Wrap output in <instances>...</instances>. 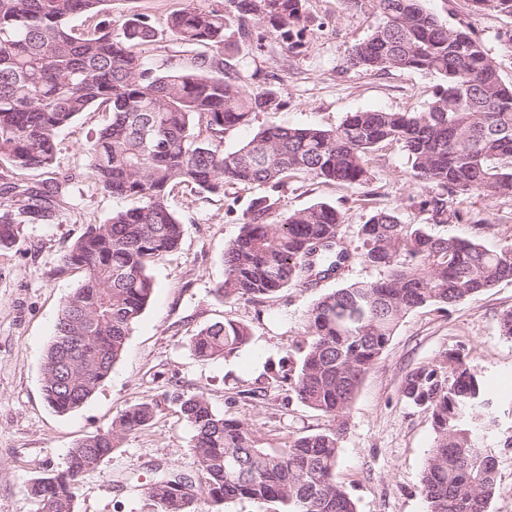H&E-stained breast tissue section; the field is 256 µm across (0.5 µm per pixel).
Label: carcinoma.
Returning a JSON list of instances; mask_svg holds the SVG:
<instances>
[{"instance_id": "obj_1", "label": "carcinoma", "mask_w": 512, "mask_h": 512, "mask_svg": "<svg viewBox=\"0 0 512 512\" xmlns=\"http://www.w3.org/2000/svg\"><path fill=\"white\" fill-rule=\"evenodd\" d=\"M108 2L0 0V161L14 170L54 167L58 131L103 107L110 119L85 147L87 166L102 191L132 201L106 223L88 225L61 258V268L76 267L84 276L58 315L44 359V399L65 414L110 377L154 294L150 266L181 242L183 224L168 204L174 191L191 187L212 195L227 184L262 186L265 193L251 200L240 233L224 248L217 296L262 301L286 288H315L356 259L383 272L321 295L308 311L299 356L282 361L291 395L332 425L266 448L243 421L190 395L181 410L193 430L199 479L168 468L147 496L152 512H198L202 502L236 500L279 502L284 512H357L336 467L366 374L408 312L429 306L447 312L511 282L512 249L438 237L429 225L404 224L384 210L360 225L361 251L353 253L344 246L343 215L335 207L315 203L273 221V192L300 176L362 186L375 147L395 142L411 164L420 209L436 224L469 222L460 199L512 198V84L479 39L439 22L421 0H346L352 10L379 16L349 64L434 76L438 84L426 107L353 112L334 129L260 128L227 152L229 130L280 105L270 89L247 92L239 70L224 63L229 38H251L247 17L288 38L304 20L305 0H213L174 10L167 32L190 62L163 69L144 65L143 53L157 37L147 16L75 32L74 19H93ZM471 7L512 15V0H471ZM72 179L61 172L32 183L1 172L0 247L15 245L25 224L54 222L60 183ZM250 339L248 325L227 320L199 329L189 346L208 360ZM401 397L431 417L434 444L420 479L427 512H488L499 426L488 383L458 351L411 369ZM154 411L149 399L131 405L111 429L70 449L62 468L32 479L28 496L41 512H73L79 476L111 457Z\"/></svg>"}]
</instances>
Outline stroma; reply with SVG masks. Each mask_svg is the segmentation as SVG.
I'll return each instance as SVG.
<instances>
[{
	"instance_id": "1",
	"label": "stroma",
	"mask_w": 512,
	"mask_h": 512,
	"mask_svg": "<svg viewBox=\"0 0 512 512\" xmlns=\"http://www.w3.org/2000/svg\"><path fill=\"white\" fill-rule=\"evenodd\" d=\"M186 0H113L112 17L147 15L158 30L147 60L151 66L189 63L165 30L169 13ZM440 22L467 27L480 40L505 82L512 83V54L503 48L512 16L471 9L468 0H424ZM376 24L375 15L347 8L344 0H307L305 21L291 39L266 24L256 25L260 45L239 43L226 54L246 78V89L266 82L279 107L258 113L253 126L228 131L231 151L260 127H337L348 113L365 110L413 112L431 98L436 80L416 70L387 73L349 66L352 48ZM259 80H252V73ZM109 118L104 109L80 114L57 135V170L73 173L63 187L61 215L53 224H26L17 247L0 249V512H40L24 489L33 478L61 468L76 443L110 429L114 418L143 399L155 415L127 436L111 458L80 479L74 512H150L146 489L157 467L194 470L192 429L180 411L183 398L205 396L219 413L247 423L266 447L329 428L331 420L299 403L288 382H273L265 399L248 397L263 372L277 374L280 361L306 337L307 313L322 293L357 281H373L380 270L352 262L320 287L288 289L262 302L224 301L214 294L224 278V247L240 231L242 214L259 188L230 186L207 199L191 188L175 192L171 210L183 222L179 248L154 265V297L134 324L112 375L79 409L62 415L42 394L43 362L65 299L83 273L59 270L61 256L87 225L107 222L128 200L104 193L86 166L84 147ZM418 193L399 144L382 145L367 184L349 188L311 177L289 180L277 195L275 216L324 202L344 219L343 241L357 249L358 227L376 211H393L405 224H424L413 207ZM465 210L484 228L451 222L433 226L439 236L477 238L491 249L512 248V198H466ZM512 310V282L442 312L411 311L400 321L381 362L369 371L350 413L336 478L353 495L358 512H425L420 479L433 446L427 413L400 396L405 374L457 349L468 353L481 375L503 398L512 399V337L498 319ZM235 320L251 329L250 342L214 360L193 355L189 342L199 329Z\"/></svg>"
}]
</instances>
